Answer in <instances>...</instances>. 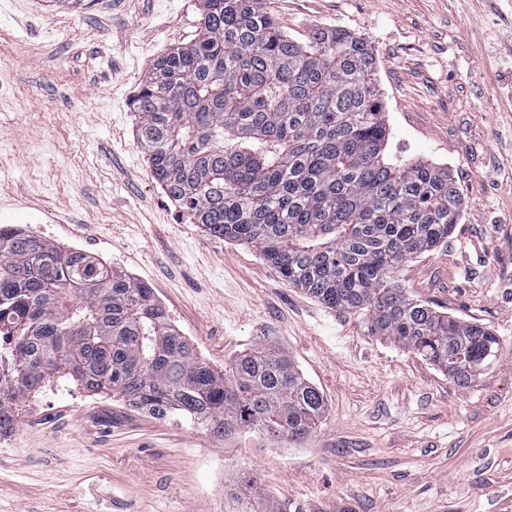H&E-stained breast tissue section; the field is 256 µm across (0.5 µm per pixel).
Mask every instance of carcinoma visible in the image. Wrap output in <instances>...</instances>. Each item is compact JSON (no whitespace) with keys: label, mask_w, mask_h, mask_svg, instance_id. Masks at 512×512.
I'll return each instance as SVG.
<instances>
[{"label":"carcinoma","mask_w":512,"mask_h":512,"mask_svg":"<svg viewBox=\"0 0 512 512\" xmlns=\"http://www.w3.org/2000/svg\"><path fill=\"white\" fill-rule=\"evenodd\" d=\"M197 8L198 37L158 57L131 100L153 178L208 236L255 248L288 284L469 387L499 338L398 280L452 233L462 194L446 168L383 161L371 48L341 29L296 41L265 0ZM54 382L219 440L247 431L299 445L325 414L323 393L283 351L260 345L218 369L146 284L0 231V436ZM224 494L229 512H257V487Z\"/></svg>","instance_id":"carcinoma-1"}]
</instances>
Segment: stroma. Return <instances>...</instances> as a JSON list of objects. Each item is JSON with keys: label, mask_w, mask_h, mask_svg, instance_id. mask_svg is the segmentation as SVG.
<instances>
[{"label": "stroma", "mask_w": 512, "mask_h": 512, "mask_svg": "<svg viewBox=\"0 0 512 512\" xmlns=\"http://www.w3.org/2000/svg\"><path fill=\"white\" fill-rule=\"evenodd\" d=\"M289 36L365 40L385 160L448 169V240L403 267L407 292L484 324L502 349L468 388L360 317L288 285L251 246L205 237L153 179L130 101L194 38L196 0H0V210L50 214V242L152 288L199 355L261 344L323 393L304 444L222 441L118 398L51 385L0 437V512H225L257 484L278 512H512V0H266Z\"/></svg>", "instance_id": "1"}]
</instances>
